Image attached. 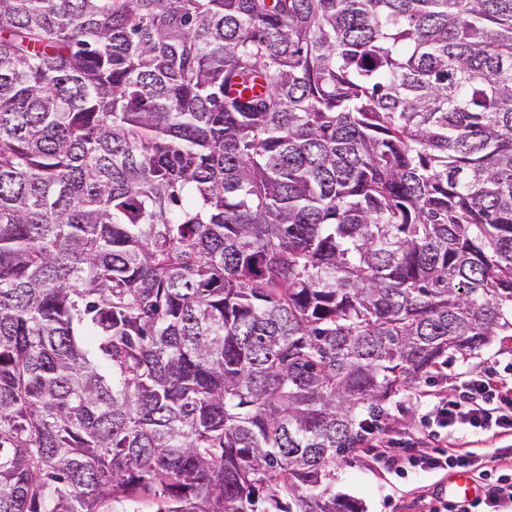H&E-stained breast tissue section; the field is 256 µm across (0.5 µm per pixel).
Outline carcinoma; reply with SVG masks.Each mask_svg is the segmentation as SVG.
Masks as SVG:
<instances>
[{"label": "carcinoma", "mask_w": 512, "mask_h": 512, "mask_svg": "<svg viewBox=\"0 0 512 512\" xmlns=\"http://www.w3.org/2000/svg\"><path fill=\"white\" fill-rule=\"evenodd\" d=\"M509 326L512 0H0V512H364Z\"/></svg>", "instance_id": "carcinoma-1"}]
</instances>
